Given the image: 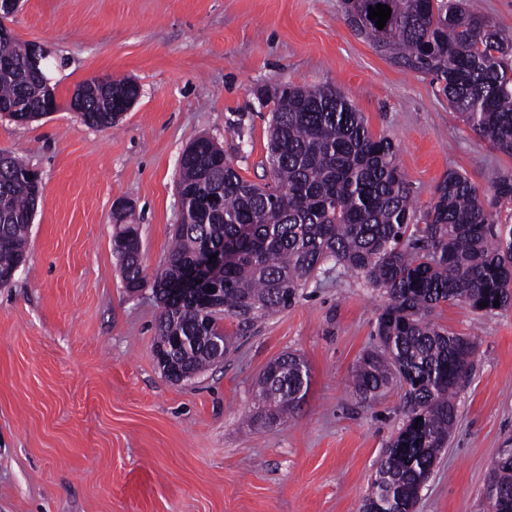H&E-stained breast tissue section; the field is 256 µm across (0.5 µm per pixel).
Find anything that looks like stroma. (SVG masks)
I'll return each instance as SVG.
<instances>
[{
	"instance_id": "35a3bbf8",
	"label": "stroma",
	"mask_w": 512,
	"mask_h": 512,
	"mask_svg": "<svg viewBox=\"0 0 512 512\" xmlns=\"http://www.w3.org/2000/svg\"><path fill=\"white\" fill-rule=\"evenodd\" d=\"M11 27L45 50L60 108L26 125L0 115V151L41 181L27 261L0 288V512H361L404 418L399 382L370 406L350 385L384 295L326 269L250 330L225 319L235 340L223 361L171 382L153 353L159 301L123 287L114 204L132 203L153 276L180 213L183 150L208 137L244 179L265 182L263 92L280 82L348 96L397 145L421 210L448 171L483 191L512 158L430 78L355 35L340 0H21ZM102 75L140 95L94 128L66 103ZM432 319L475 352L416 512H483L492 463L512 448V307L448 302ZM286 352L307 361L308 392L286 421L252 429L257 381Z\"/></svg>"
}]
</instances>
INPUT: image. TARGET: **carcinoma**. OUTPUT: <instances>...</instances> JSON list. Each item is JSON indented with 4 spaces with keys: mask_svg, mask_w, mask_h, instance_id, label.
<instances>
[{
    "mask_svg": "<svg viewBox=\"0 0 512 512\" xmlns=\"http://www.w3.org/2000/svg\"><path fill=\"white\" fill-rule=\"evenodd\" d=\"M383 4V29L369 7ZM345 23L391 62L431 77L473 132L512 157V40L475 11L470 0H342ZM0 108L33 121L58 109L56 93L30 65V44L0 38ZM112 95L89 98L82 120L109 127L112 108L138 97L130 79H109ZM271 182L252 184L208 137L190 143L180 159L183 210L174 244L154 276L162 305L155 347L168 364L200 373L216 362L210 337L231 317L240 329L292 307L300 291L331 264L356 274L387 296L376 323L380 349L365 352L352 375L354 391L373 402L395 379L406 387L405 423L387 448L366 501L378 512H408L422 482L447 447L456 422L454 395L467 373L474 343L450 335L431 318L441 303L458 301L484 311L512 305V225L499 222L512 203V173L484 192L469 177L448 172L417 215L397 163V148L375 137L352 101L329 86L280 83L266 94ZM40 191L24 160L0 154V272L22 259V246ZM218 195L221 206L210 196ZM115 217L114 251L123 287L147 285L139 227ZM224 254L210 269L220 310L172 288L205 251ZM304 359L285 353L257 383L251 421L272 424L297 405L310 385ZM422 421H417V418ZM486 500L512 512V448L491 469Z\"/></svg>",
    "mask_w": 512,
    "mask_h": 512,
    "instance_id": "cac0c4a2",
    "label": "carcinoma"
}]
</instances>
